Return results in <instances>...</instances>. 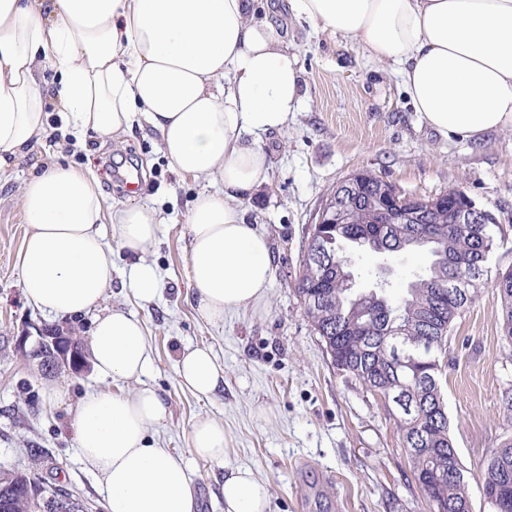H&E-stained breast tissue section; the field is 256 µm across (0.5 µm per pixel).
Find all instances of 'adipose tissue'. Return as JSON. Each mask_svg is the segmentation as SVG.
Returning a JSON list of instances; mask_svg holds the SVG:
<instances>
[{
  "label": "adipose tissue",
  "instance_id": "adipose-tissue-1",
  "mask_svg": "<svg viewBox=\"0 0 512 512\" xmlns=\"http://www.w3.org/2000/svg\"><path fill=\"white\" fill-rule=\"evenodd\" d=\"M256 0H0V179L48 139L51 113L75 141L122 137L138 122L181 176L205 183L187 216L188 280L209 323L266 304L271 243L244 205L269 178L265 136L285 131L300 101L298 55ZM291 17L389 63L420 118L443 136L478 141L512 128V0H288ZM58 77L46 79L47 67ZM56 144L21 187L28 226L18 256L23 296L57 319L92 315L99 376L153 367L144 324L99 306L112 286L117 238L136 257L132 286L156 293L143 258L163 222L146 205L105 209L98 179L60 160ZM179 383L209 397L224 384L213 350H186ZM167 416L157 391L99 390L73 422L84 462L102 478L108 512H195L185 456L149 444ZM223 423L199 416L189 453L223 463ZM224 512H268L269 486L248 468L224 475Z\"/></svg>",
  "mask_w": 512,
  "mask_h": 512
}]
</instances>
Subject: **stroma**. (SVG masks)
<instances>
[{
	"mask_svg": "<svg viewBox=\"0 0 512 512\" xmlns=\"http://www.w3.org/2000/svg\"><path fill=\"white\" fill-rule=\"evenodd\" d=\"M258 17L275 23L302 69L299 109L286 131L268 137L269 180L245 205L271 240L274 274L266 308L228 313L217 325L203 320L188 288L186 237L201 183L175 172L149 125L107 145L89 136L81 147L65 149L63 159L93 170L105 208L134 201L164 219L145 256L156 273V295H133L128 275L134 259L111 237L112 287L101 304L143 320L154 364L140 382L93 371L41 377L14 349L22 325L45 320L26 304L17 268L28 229L19 189L34 160L17 161L10 181L0 183V466L36 464L43 479L76 493L95 512H108L101 479L76 446L75 409L93 391L130 394L143 382L169 409L148 440L187 456L198 512H224V471L237 467L268 483V512H427L394 417L383 400L332 367L303 313L295 292L301 249L332 188L368 170L413 197L464 188L504 230L493 266H512V129L478 142L444 138L421 120L388 65L291 19L287 0H260ZM125 155L146 173L134 194L105 166ZM425 261L421 250L383 257L362 252L354 269L363 274L386 263L399 292ZM499 308L495 288L485 285L457 318L441 357L451 436L472 473L498 448L512 414L501 398L512 380V346L501 338ZM197 345L212 347L224 366V388L209 399L182 389L176 375L180 354ZM201 414L224 424L223 463L189 454V432Z\"/></svg>",
	"mask_w": 512,
	"mask_h": 512,
	"instance_id": "stroma-1",
	"label": "stroma"
}]
</instances>
